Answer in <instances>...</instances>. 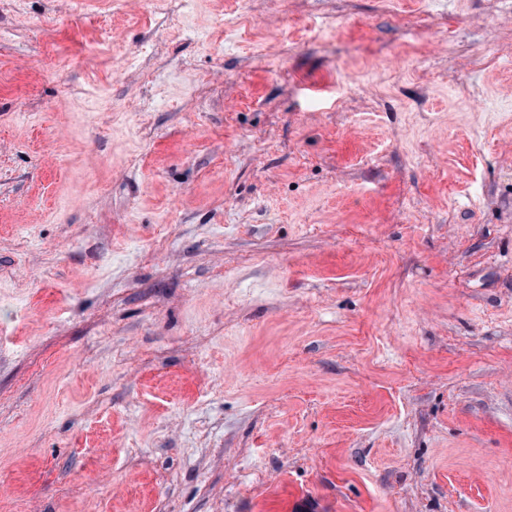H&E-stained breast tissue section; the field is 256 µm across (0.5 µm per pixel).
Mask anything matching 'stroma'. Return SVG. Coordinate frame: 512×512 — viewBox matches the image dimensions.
I'll list each match as a JSON object with an SVG mask.
<instances>
[{
  "instance_id": "obj_1",
  "label": "stroma",
  "mask_w": 512,
  "mask_h": 512,
  "mask_svg": "<svg viewBox=\"0 0 512 512\" xmlns=\"http://www.w3.org/2000/svg\"><path fill=\"white\" fill-rule=\"evenodd\" d=\"M0 512H512V0H0Z\"/></svg>"
}]
</instances>
